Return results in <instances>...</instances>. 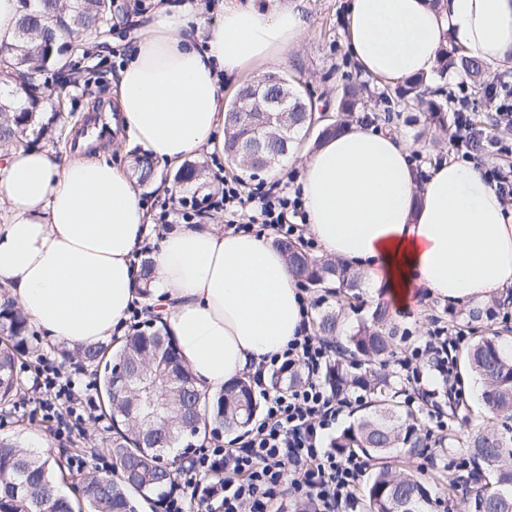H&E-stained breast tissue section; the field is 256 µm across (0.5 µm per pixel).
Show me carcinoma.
<instances>
[{"mask_svg":"<svg viewBox=\"0 0 512 512\" xmlns=\"http://www.w3.org/2000/svg\"><path fill=\"white\" fill-rule=\"evenodd\" d=\"M21 13L15 42L0 47V75L11 90H0V147L27 134L60 140L64 117L53 108L55 95L43 80L47 67L56 68V80H68L66 56L74 47L71 37L80 33L112 30L119 24L120 9L114 0H20ZM439 76L450 68L458 70L478 94L487 91L488 66L481 59L456 48L443 51ZM431 82L408 79L379 98L402 108L423 113L424 122L434 129L448 130L451 103L426 94ZM367 85L348 82L343 87L337 110L350 114L366 108ZM50 113L47 121L36 117ZM224 151L233 156L254 137L256 116L251 112H225ZM205 173L196 161L183 163L175 174L177 182L189 184ZM137 182L145 185L155 178L151 157L135 161ZM291 271L320 288L355 293L363 275L351 266L332 259H314L291 239L277 242ZM153 262L147 257L138 270L142 295L149 296ZM316 333L324 339H345L349 358H338L325 373V381L341 394L357 392L366 397L364 413L337 436L334 448L340 453L360 451L379 460L380 466L367 484L362 498L364 512H427L435 500L432 491L411 475L393 471L388 459L393 449L412 453L422 443L420 427L411 410L396 400L391 380L382 366L393 355L397 328L389 307L376 303L368 318L344 335L340 313L327 310L315 321ZM0 405L21 396L16 360L30 353V325L6 292H0ZM64 362H77L96 381L98 396L110 422L112 466L122 478L112 480L89 469L82 479L87 512H138L139 499L161 496L174 483V470L162 463L163 453L175 447L186 434L200 425L237 431L248 426L258 410L251 382L240 379L208 401L196 386L190 370L181 362L176 344L163 328L152 325L137 330L123 344L92 343L56 349ZM471 370L483 381L482 400L497 417L512 419V356L501 347L499 336H481L464 354ZM123 363L127 378L112 379V363ZM470 459L484 469L485 487L468 491L466 501L480 512H512V435L507 437L488 426L474 431L469 441ZM49 459L0 439V512H72V501L62 492L61 470L48 468Z\"/></svg>","mask_w":512,"mask_h":512,"instance_id":"obj_1","label":"carcinoma"}]
</instances>
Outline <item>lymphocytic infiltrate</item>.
<instances>
[{"label": "lymphocytic infiltrate", "instance_id": "1", "mask_svg": "<svg viewBox=\"0 0 512 512\" xmlns=\"http://www.w3.org/2000/svg\"><path fill=\"white\" fill-rule=\"evenodd\" d=\"M452 104L454 142L462 159L474 160L494 148V141L472 122L466 95H454ZM216 205L223 209L229 229L243 233L261 224L290 238L298 231L299 219L306 216L300 187L280 179L261 188L238 179L225 181ZM300 333L282 352L261 361L254 375L255 385L263 389V417L237 447L213 442L192 449L176 483L162 497L164 512H270L291 469L303 473L301 496L313 512H354L356 489L367 463L355 453L341 454L324 443L326 432L350 402L324 382L332 361L331 345L312 335L309 326H302ZM461 341V335L448 327H437L425 345L395 358V366L419 400L432 396L420 366L428 355L455 395H463L452 356ZM287 369L299 371L300 380L285 389H265L266 373ZM34 384L43 392L42 416L55 422L58 438L69 437L96 409L90 382L63 376L51 356L41 359Z\"/></svg>", "mask_w": 512, "mask_h": 512}]
</instances>
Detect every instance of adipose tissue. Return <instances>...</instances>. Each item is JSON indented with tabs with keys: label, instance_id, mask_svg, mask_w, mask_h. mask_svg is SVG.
<instances>
[{
	"label": "adipose tissue",
	"instance_id": "1",
	"mask_svg": "<svg viewBox=\"0 0 512 512\" xmlns=\"http://www.w3.org/2000/svg\"><path fill=\"white\" fill-rule=\"evenodd\" d=\"M345 38L363 75L431 77L454 43L512 68V0H343ZM207 25L192 0L160 7L119 72L111 131L149 156L180 162L224 138L223 82L297 50L305 0H224ZM308 230L323 253L361 270L386 301L417 288L479 307L512 285V216L472 165L421 177L399 138L350 125L302 162ZM0 286L48 337L68 346L123 335L142 300L134 251L153 235L132 181L105 158L59 161L17 143L0 150ZM146 300L199 389L256 371L300 334L301 292L269 238L178 224L154 258Z\"/></svg>",
	"mask_w": 512,
	"mask_h": 512
}]
</instances>
